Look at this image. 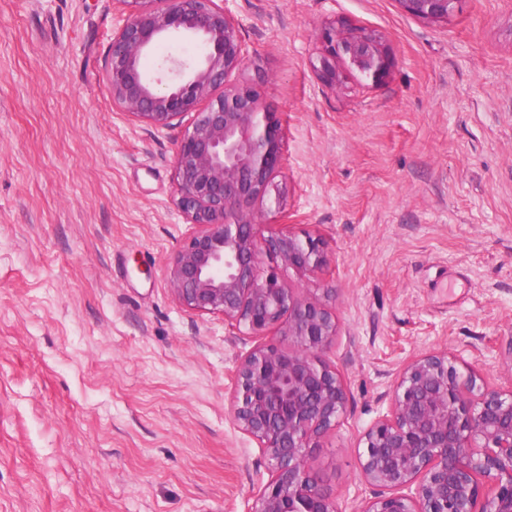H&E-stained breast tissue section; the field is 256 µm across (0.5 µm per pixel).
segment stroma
Masks as SVG:
<instances>
[{
	"mask_svg": "<svg viewBox=\"0 0 512 512\" xmlns=\"http://www.w3.org/2000/svg\"><path fill=\"white\" fill-rule=\"evenodd\" d=\"M246 51L234 82L279 113L282 204L267 228L321 237L320 272L278 268L339 325L322 357L347 417L308 466L339 512L370 490L364 430L407 359L455 354L512 385V0L445 21L397 0H224ZM121 0H0V512H250L268 461L232 422L234 370L277 331L234 333L176 301L192 227L174 155L188 123L115 109L104 81ZM380 33L378 82L317 66L332 22Z\"/></svg>",
	"mask_w": 512,
	"mask_h": 512,
	"instance_id": "35a3bbf8",
	"label": "stroma"
}]
</instances>
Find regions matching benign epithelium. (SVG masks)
Listing matches in <instances>:
<instances>
[{
    "label": "benign epithelium",
    "instance_id": "benign-epithelium-1",
    "mask_svg": "<svg viewBox=\"0 0 512 512\" xmlns=\"http://www.w3.org/2000/svg\"><path fill=\"white\" fill-rule=\"evenodd\" d=\"M130 6L112 37L104 79L112 104L156 129L190 117L174 157L176 205L194 231L174 254L167 278L175 299L200 314H220L230 330L253 337L276 330L288 349L256 345L236 363L230 415L263 449L269 481L251 512H337L307 463L320 438L347 414L344 381L318 353L336 339V316L302 298L264 267L270 253L287 269L321 270L324 243L289 231L265 234L255 208L280 203L283 167L276 113L258 109V92L229 75L246 60L235 21L221 0H120ZM404 12L446 20L459 0H397ZM199 38L203 52L161 67L168 83L145 70L167 36ZM319 74L341 82L348 64L378 82L391 62L382 36L331 26L321 33ZM446 350L403 364L388 411L364 432L361 475L372 488L357 512H512V387L477 383Z\"/></svg>",
    "mask_w": 512,
    "mask_h": 512
}]
</instances>
